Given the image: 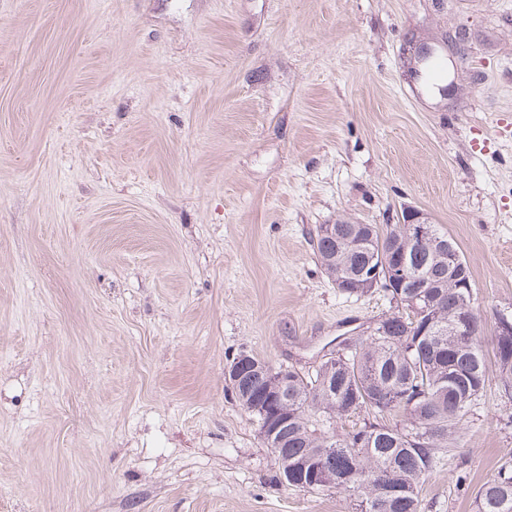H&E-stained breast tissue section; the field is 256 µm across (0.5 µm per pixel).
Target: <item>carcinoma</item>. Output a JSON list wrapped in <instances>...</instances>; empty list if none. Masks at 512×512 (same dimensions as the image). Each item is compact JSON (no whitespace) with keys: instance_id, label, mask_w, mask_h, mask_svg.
Instances as JSON below:
<instances>
[{"instance_id":"carcinoma-1","label":"carcinoma","mask_w":512,"mask_h":512,"mask_svg":"<svg viewBox=\"0 0 512 512\" xmlns=\"http://www.w3.org/2000/svg\"><path fill=\"white\" fill-rule=\"evenodd\" d=\"M406 224L336 225V238H312L314 252L329 277L349 276L344 294L364 296L380 288L394 304L366 337L344 344L315 374L288 372V423L275 435L288 474L312 465L336 473V489L358 497L359 512H420L423 477L435 455L459 447L471 408L488 379L480 332L484 318L468 311L471 292L452 276L471 279L457 251H432L416 240L407 253V279L422 269L432 287L398 288L400 270L390 257L406 244ZM372 278H361L365 270ZM470 312L473 336L457 327ZM495 365L504 388H512V336L493 339ZM260 359L241 362V379L232 389L244 408L268 385L254 370ZM376 419L346 435H327L324 424L360 412ZM476 512H512V465L484 481L475 496Z\"/></svg>"}]
</instances>
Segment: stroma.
<instances>
[{
  "mask_svg": "<svg viewBox=\"0 0 512 512\" xmlns=\"http://www.w3.org/2000/svg\"><path fill=\"white\" fill-rule=\"evenodd\" d=\"M449 92L411 78L415 49ZM421 210L512 315V0H0V512H357L282 485L227 389L390 313L311 243ZM512 462L490 371L421 512Z\"/></svg>",
  "mask_w": 512,
  "mask_h": 512,
  "instance_id": "1",
  "label": "stroma"
}]
</instances>
